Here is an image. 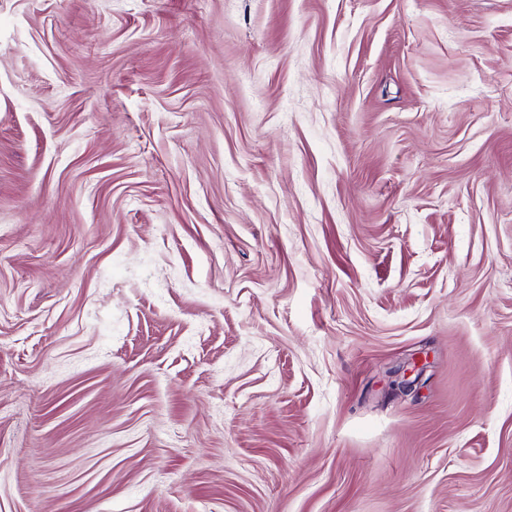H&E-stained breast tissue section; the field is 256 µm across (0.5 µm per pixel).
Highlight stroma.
Here are the masks:
<instances>
[{
    "instance_id": "35a3bbf8",
    "label": "stroma",
    "mask_w": 512,
    "mask_h": 512,
    "mask_svg": "<svg viewBox=\"0 0 512 512\" xmlns=\"http://www.w3.org/2000/svg\"><path fill=\"white\" fill-rule=\"evenodd\" d=\"M0 512H512V0H0Z\"/></svg>"
}]
</instances>
